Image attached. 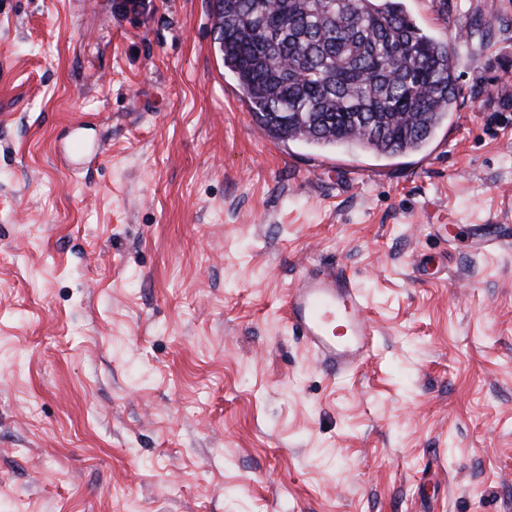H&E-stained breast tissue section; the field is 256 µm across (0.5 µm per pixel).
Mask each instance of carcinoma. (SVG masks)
<instances>
[{
  "label": "carcinoma",
  "instance_id": "obj_1",
  "mask_svg": "<svg viewBox=\"0 0 512 512\" xmlns=\"http://www.w3.org/2000/svg\"><path fill=\"white\" fill-rule=\"evenodd\" d=\"M212 20L224 68L276 140L396 156L454 110V54L404 0H218Z\"/></svg>",
  "mask_w": 512,
  "mask_h": 512
}]
</instances>
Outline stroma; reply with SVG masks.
Wrapping results in <instances>:
<instances>
[{
	"instance_id": "1",
	"label": "stroma",
	"mask_w": 512,
	"mask_h": 512,
	"mask_svg": "<svg viewBox=\"0 0 512 512\" xmlns=\"http://www.w3.org/2000/svg\"><path fill=\"white\" fill-rule=\"evenodd\" d=\"M406 5L460 95L382 158L260 130L208 0H0V512H512V0ZM319 265L375 329L335 377ZM287 306L292 328L328 374L350 370L371 352L375 331L363 295L345 273L321 266L307 270L288 290Z\"/></svg>"
}]
</instances>
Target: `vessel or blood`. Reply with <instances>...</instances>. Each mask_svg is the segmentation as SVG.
Segmentation results:
<instances>
[{"mask_svg":"<svg viewBox=\"0 0 512 512\" xmlns=\"http://www.w3.org/2000/svg\"><path fill=\"white\" fill-rule=\"evenodd\" d=\"M289 321L322 370L337 375L372 350L375 332L354 281L332 267L306 271L287 292Z\"/></svg>","mask_w":512,"mask_h":512,"instance_id":"obj_1","label":"vessel or blood"}]
</instances>
